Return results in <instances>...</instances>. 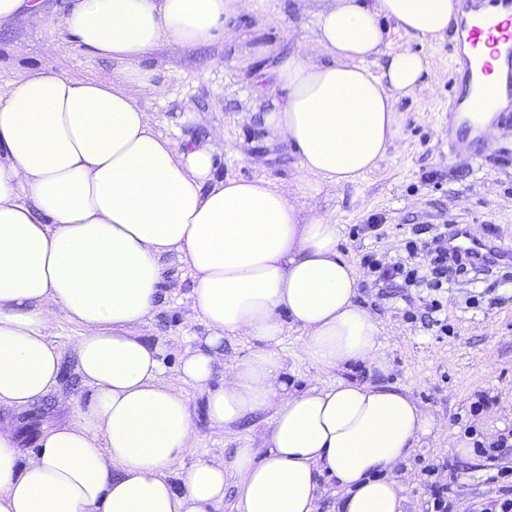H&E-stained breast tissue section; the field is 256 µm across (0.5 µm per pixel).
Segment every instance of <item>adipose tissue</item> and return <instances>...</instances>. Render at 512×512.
I'll list each match as a JSON object with an SVG mask.
<instances>
[{"mask_svg":"<svg viewBox=\"0 0 512 512\" xmlns=\"http://www.w3.org/2000/svg\"><path fill=\"white\" fill-rule=\"evenodd\" d=\"M460 15V0H330L313 31L318 57L280 66L262 115L297 153L301 182L356 183L396 137L394 104L428 60L385 52L383 21L425 42ZM62 25L115 69L108 81L31 72L0 92V408L58 389L51 307L82 330L72 354L90 395L71 398L69 420L27 455L0 423V512H216L232 483L237 512H316L327 480L338 512H402L412 480L391 472L431 432L432 414L389 385L298 389L277 350L295 326L316 369L390 370L339 225L303 215L270 179L218 175L212 145L164 136L133 95L151 84L142 62L154 48L223 30L224 0H73ZM169 255L190 270L206 328L171 377L160 345L138 334ZM229 336L259 346L228 364ZM187 385L205 394L216 430L270 413L264 454L239 448L230 462L176 471L195 441Z\"/></svg>","mask_w":512,"mask_h":512,"instance_id":"adipose-tissue-1","label":"adipose tissue"}]
</instances>
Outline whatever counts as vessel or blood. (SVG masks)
Listing matches in <instances>:
<instances>
[{
  "instance_id": "1",
  "label": "vessel or blood",
  "mask_w": 512,
  "mask_h": 512,
  "mask_svg": "<svg viewBox=\"0 0 512 512\" xmlns=\"http://www.w3.org/2000/svg\"><path fill=\"white\" fill-rule=\"evenodd\" d=\"M464 15L451 48L452 70L469 100L450 99V113L512 112V0H461ZM470 122L449 123L451 149L477 157L478 140L469 138ZM449 255L463 256L468 267L485 271L512 257V252L472 235L464 224L448 231Z\"/></svg>"
}]
</instances>
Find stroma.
<instances>
[{
    "label": "stroma",
    "instance_id": "obj_1",
    "mask_svg": "<svg viewBox=\"0 0 512 512\" xmlns=\"http://www.w3.org/2000/svg\"><path fill=\"white\" fill-rule=\"evenodd\" d=\"M326 2L226 0L222 37L179 52L161 46L147 55L143 64L153 72V85L136 89L138 103L162 134L187 144L213 142L220 175L263 176L297 193L299 158L286 143L268 139L260 114L264 91L274 84L279 65L297 53H314L316 15ZM41 5V23L18 17L0 26V87L12 86L32 69L74 79L111 78V60L92 55L63 33L70 0H41ZM453 36L449 30L421 43L391 31L390 49L408 48L429 61L423 84L395 106L396 138L377 169L361 181L303 198L304 213L326 215L341 228L339 249L359 275L357 300L381 331V351L391 366L387 383L404 389L436 419L433 433L401 465L415 478L403 512H425L435 479L451 484L454 504H465L466 512H477L481 502L492 498L512 499V476L497 478L486 457L475 451L463 456L453 448L463 436L491 443L512 434V262L485 275L449 274L433 322L407 317L424 311L426 292L380 283L362 263L367 254L385 264L405 256V240L416 224H466L479 238L512 249V123L500 125L478 158L448 150ZM374 219L383 224L382 236L361 229ZM163 265L159 304L139 334L161 344L170 377L192 338L204 335L205 328L192 310L189 269L171 255ZM442 320L448 323L444 333L438 326ZM47 333L62 353L59 390L21 410L0 408V420L14 423L26 453L35 449L44 426L68 419L70 397L89 395L72 357L80 327L54 308ZM302 340V331L292 327L279 345L295 387L368 380L361 363L315 369L302 353ZM184 395L197 440L180 468L199 459L231 460L238 448L263 449L269 414L219 434L205 416L203 395L190 386ZM482 398L486 406L475 409Z\"/></svg>",
    "mask_w": 512,
    "mask_h": 512
}]
</instances>
